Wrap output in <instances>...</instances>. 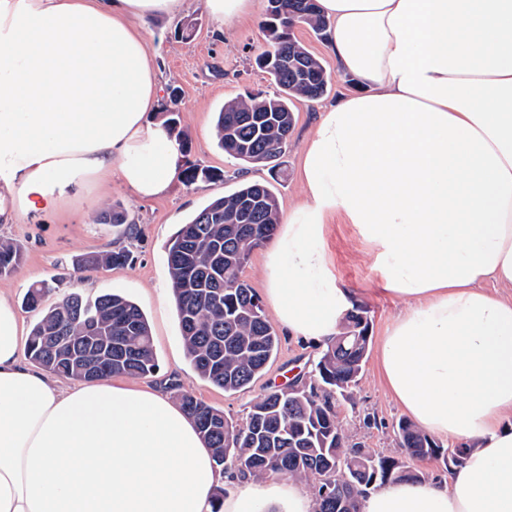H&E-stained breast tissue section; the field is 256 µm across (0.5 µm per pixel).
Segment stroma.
<instances>
[{
    "instance_id": "obj_1",
    "label": "stroma",
    "mask_w": 512,
    "mask_h": 512,
    "mask_svg": "<svg viewBox=\"0 0 512 512\" xmlns=\"http://www.w3.org/2000/svg\"><path fill=\"white\" fill-rule=\"evenodd\" d=\"M265 8L264 0H259L252 16L235 18L220 26L205 0H187L181 13L149 19L144 27L162 88L176 87L181 92L179 128L191 159L221 171L222 181H200L190 186L179 181L168 196L149 201L115 183L74 185L59 214L29 215L17 223L0 225V239L17 241L25 247V257L16 272L0 279V291L9 295L24 330H31L40 317L39 312L22 307V296L30 283L49 284L44 301L48 307L72 292L121 294L140 306L151 327L158 370L145 377V384L161 388L172 398L183 390L193 392L236 420L246 417L261 394L286 387L295 375L310 371L318 352L284 335L276 357L250 387L227 393L198 378L186 359L180 335L166 246L179 225L186 223L197 209L214 196L234 191L240 183H269L284 211L301 198L302 148L316 120V104L295 101L290 144L279 169L274 171L229 158L218 148L215 137L217 114L224 102L273 90L268 75L254 64L256 55L267 47L261 28ZM186 27L191 28V37H183ZM295 36L320 59L330 75L326 101L356 91L355 81L337 70L326 40L304 25L296 28ZM112 207L128 213L129 230L98 223L99 213ZM327 244L332 272L349 287L358 289L369 311L371 340L379 342L385 328L401 311V304L378 292V275L368 249L342 218L331 220ZM118 248L131 252V264L85 273L73 267V259L84 253ZM339 413L350 440L363 442L378 454L401 456L395 426L403 414L384 388L375 355H368L353 398L340 402ZM368 414L375 416L374 425H365Z\"/></svg>"
}]
</instances>
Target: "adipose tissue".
I'll return each mask as SVG.
<instances>
[{"label": "adipose tissue", "instance_id": "ef3b65f1", "mask_svg": "<svg viewBox=\"0 0 512 512\" xmlns=\"http://www.w3.org/2000/svg\"><path fill=\"white\" fill-rule=\"evenodd\" d=\"M184 3L0 0V224L55 212L80 181L171 191L184 157L148 122L161 98L143 24ZM317 4L360 89L318 112L264 294L290 338L327 346L361 304L328 268L331 218L351 224L404 305L377 351L388 395L468 448L361 512H512V0ZM24 351L0 292V512H314L294 481L218 470L158 388L64 384Z\"/></svg>", "mask_w": 512, "mask_h": 512}]
</instances>
